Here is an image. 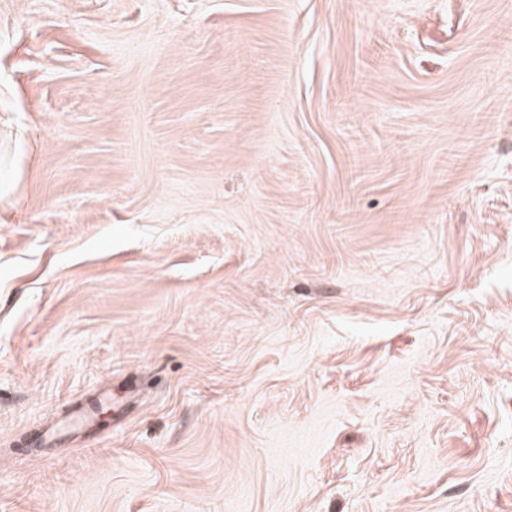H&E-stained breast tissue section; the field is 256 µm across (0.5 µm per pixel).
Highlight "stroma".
Returning a JSON list of instances; mask_svg holds the SVG:
<instances>
[{
	"mask_svg": "<svg viewBox=\"0 0 512 512\" xmlns=\"http://www.w3.org/2000/svg\"><path fill=\"white\" fill-rule=\"evenodd\" d=\"M0 512H512V0H0Z\"/></svg>",
	"mask_w": 512,
	"mask_h": 512,
	"instance_id": "35a3bbf8",
	"label": "stroma"
}]
</instances>
